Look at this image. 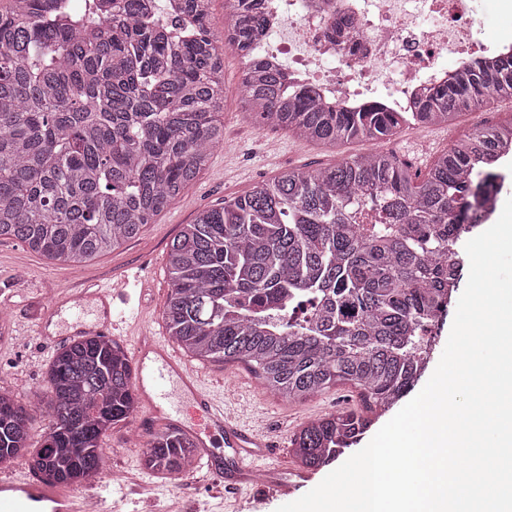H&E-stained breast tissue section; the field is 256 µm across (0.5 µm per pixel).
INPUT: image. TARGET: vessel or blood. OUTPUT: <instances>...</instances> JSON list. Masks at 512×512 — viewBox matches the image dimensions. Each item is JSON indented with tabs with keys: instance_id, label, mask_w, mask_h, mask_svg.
<instances>
[{
	"instance_id": "vessel-or-blood-1",
	"label": "vessel or blood",
	"mask_w": 512,
	"mask_h": 512,
	"mask_svg": "<svg viewBox=\"0 0 512 512\" xmlns=\"http://www.w3.org/2000/svg\"><path fill=\"white\" fill-rule=\"evenodd\" d=\"M145 269L122 274L118 280L90 279L77 289L50 297L32 328L44 350L88 335L122 341L134 366L133 385L147 409L139 423L142 435L166 422L196 441L208 475L223 477L224 490L255 486L268 496L287 499L294 483L278 478L265 462L272 446L262 430L248 425L210 389L201 372L190 367L166 337L149 327L145 306L129 309V284L147 285ZM229 449L233 470L222 475L215 460ZM89 494L66 491L19 468H0V512H87Z\"/></svg>"
}]
</instances>
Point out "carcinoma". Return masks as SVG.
<instances>
[{"instance_id": "cac0c4a2", "label": "carcinoma", "mask_w": 512, "mask_h": 512, "mask_svg": "<svg viewBox=\"0 0 512 512\" xmlns=\"http://www.w3.org/2000/svg\"><path fill=\"white\" fill-rule=\"evenodd\" d=\"M212 0H8L0 9V240L79 265L136 237L224 144V64ZM264 0H225L224 27L244 59L240 111L326 146L385 140L512 100V56L434 85L405 116L371 105L330 111L305 86L250 56ZM512 143V122L478 127L426 176L382 150L289 169L200 210L169 245L168 334L192 358L240 363L264 388L305 402L358 390L363 409L309 420L290 437L297 464L343 455L415 386L445 289L459 282L479 200L499 186L475 172ZM133 363L114 339L58 348L40 392L0 388V463L28 459L58 485L89 483L103 440L139 411ZM49 421L33 450V412ZM141 465L189 472L194 444L172 430Z\"/></svg>"}]
</instances>
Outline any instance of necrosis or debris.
<instances>
[{
    "label": "necrosis or debris",
    "instance_id": "4bbe7bcc",
    "mask_svg": "<svg viewBox=\"0 0 512 512\" xmlns=\"http://www.w3.org/2000/svg\"><path fill=\"white\" fill-rule=\"evenodd\" d=\"M265 9L254 53L285 66L289 91L313 85L346 109L377 100L409 112L448 73L512 55V33L479 38L477 0H265Z\"/></svg>",
    "mask_w": 512,
    "mask_h": 512
}]
</instances>
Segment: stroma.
<instances>
[{"label": "stroma", "instance_id": "1", "mask_svg": "<svg viewBox=\"0 0 512 512\" xmlns=\"http://www.w3.org/2000/svg\"><path fill=\"white\" fill-rule=\"evenodd\" d=\"M224 107L220 120L232 147L216 149L208 168L135 238L120 248L79 266L52 264L28 251L20 242L0 241V297L9 300L22 314H32L38 303L63 289L78 287L89 278H103L127 267L153 268L152 288L143 296L153 318V328L166 334L163 310L169 292L167 249L183 225L191 223L199 210L244 194L257 183L291 168L327 167L342 159L371 150L367 140H354L339 147L323 146L296 137L280 128H259L246 120L239 109L242 59L230 47H223ZM469 115L452 125L406 126L392 136L387 147L399 160L424 174L435 157L447 149L449 140H461L474 129ZM36 335L18 341L14 331H0V387L22 393L42 385L50 361L38 353ZM212 389L228 395L229 406L244 416L259 414L279 446L272 456L281 473L295 469L296 462L285 430H296L308 419L336 412L344 406L359 405L357 391L339 385L303 403H291L266 392L257 375L242 364L200 365ZM136 420L120 423L108 432L104 446L105 466L118 470L120 478L101 480L99 492L109 512H171L180 499L194 502L200 512H276L279 500L244 488L220 499L211 482L200 479L180 486L172 479L146 471L138 449L127 442Z\"/></svg>", "mask_w": 512, "mask_h": 512}]
</instances>
